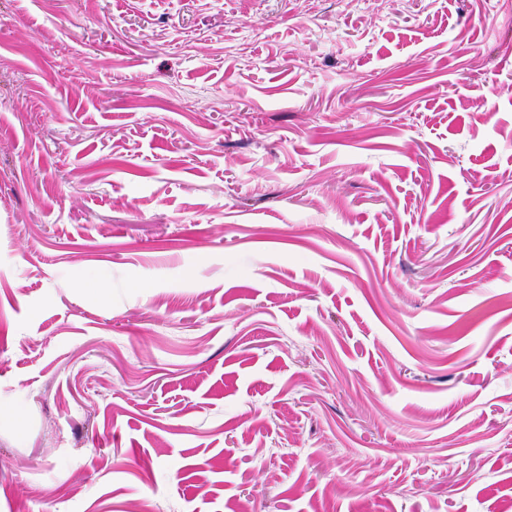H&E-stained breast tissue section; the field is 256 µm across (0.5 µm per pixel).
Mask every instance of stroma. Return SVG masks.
Here are the masks:
<instances>
[{"label":"stroma","instance_id":"obj_1","mask_svg":"<svg viewBox=\"0 0 512 512\" xmlns=\"http://www.w3.org/2000/svg\"><path fill=\"white\" fill-rule=\"evenodd\" d=\"M238 507L512 512V0H0V512Z\"/></svg>","mask_w":512,"mask_h":512}]
</instances>
